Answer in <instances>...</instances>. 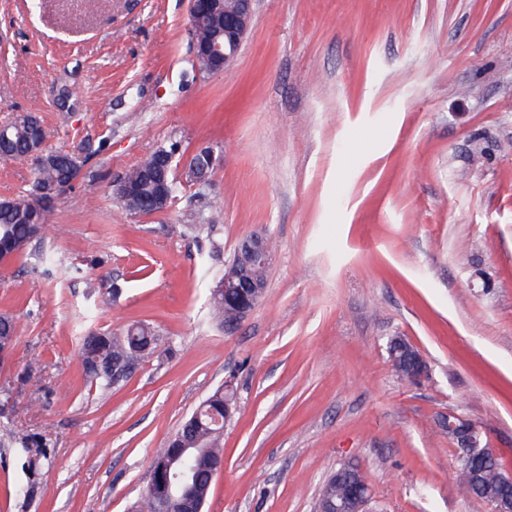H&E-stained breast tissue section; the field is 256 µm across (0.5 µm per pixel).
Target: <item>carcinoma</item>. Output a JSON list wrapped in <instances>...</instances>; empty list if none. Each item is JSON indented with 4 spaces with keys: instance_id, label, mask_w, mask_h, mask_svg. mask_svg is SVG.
<instances>
[{
    "instance_id": "cac0c4a2",
    "label": "carcinoma",
    "mask_w": 512,
    "mask_h": 512,
    "mask_svg": "<svg viewBox=\"0 0 512 512\" xmlns=\"http://www.w3.org/2000/svg\"><path fill=\"white\" fill-rule=\"evenodd\" d=\"M219 26V19L198 23L194 30L198 47L208 45L214 29ZM44 135L41 123L34 120L32 115H19L12 123L0 127V156L28 159L36 140ZM168 153L167 148L160 147L125 174L126 181L136 187V193L121 206L133 213H151L154 211L151 199L161 184L165 185L167 203H173L182 182L176 180L172 171L158 164L160 158ZM74 166H81L76 153L50 149L45 162L35 166L32 190L26 195L0 199V242L8 244L14 257L23 255L31 244V227L36 225L41 228L46 223L47 212L34 205L36 198L66 183L68 173ZM226 275L233 276L236 283L242 284L265 278V268L260 265L241 268L233 261L223 273L216 276L211 299L214 317L221 325L224 324V312L231 309L230 303L224 300L222 289ZM157 341L155 331L142 323L128 326L120 336L89 334L80 344L84 371L94 381L111 384L112 362L128 359L138 363L154 354ZM224 401V389L215 390L203 401L198 413L183 423V433L192 443L191 449H185L182 441H170L158 449L152 459V465L156 467L165 465L171 467L173 472L188 473L197 500L202 504L206 503L212 486L215 453L221 451L223 432L217 421L224 419ZM18 446L28 455L32 467L50 455L47 444L33 437L20 439ZM457 469L464 493L486 502L492 499L498 473L502 470L500 461L490 459L484 463L482 482L477 486L466 481L470 469L460 460L457 461ZM178 488L179 484L171 477L165 479L163 484H155L147 493V501L156 502V507L149 508V512H178Z\"/></svg>"
}]
</instances>
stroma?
Listing matches in <instances>:
<instances>
[{"instance_id": "obj_1", "label": "stroma", "mask_w": 512, "mask_h": 512, "mask_svg": "<svg viewBox=\"0 0 512 512\" xmlns=\"http://www.w3.org/2000/svg\"><path fill=\"white\" fill-rule=\"evenodd\" d=\"M188 18L189 0H0V126L34 114L81 156L0 268L17 324L0 512H144L155 449L224 386L236 412L203 512H315L348 462L372 512H492L461 494L438 419L475 423L512 471V0H255L214 75ZM173 144L178 166L221 155L208 185L123 209L113 184ZM256 233L275 250L265 296L227 330L210 290ZM135 322L157 353L112 388L87 379L83 336ZM394 336L427 382L397 376ZM24 436L50 446L37 468Z\"/></svg>"}]
</instances>
